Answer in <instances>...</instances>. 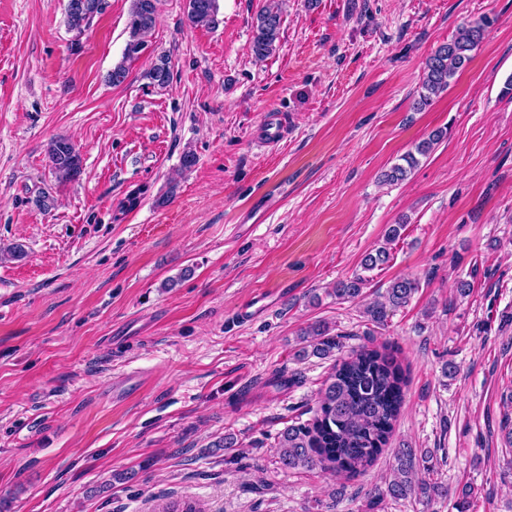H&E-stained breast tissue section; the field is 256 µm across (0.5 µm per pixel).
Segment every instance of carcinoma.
Listing matches in <instances>:
<instances>
[{
  "instance_id": "obj_1",
  "label": "carcinoma",
  "mask_w": 512,
  "mask_h": 512,
  "mask_svg": "<svg viewBox=\"0 0 512 512\" xmlns=\"http://www.w3.org/2000/svg\"><path fill=\"white\" fill-rule=\"evenodd\" d=\"M160 0H132L128 29L145 37L156 25ZM102 10V0H85L82 9H66L68 27L82 32L89 27ZM219 0H187V18L196 26H210L217 22ZM282 11L277 6H266L254 23L252 52L262 60L277 47L282 26ZM483 36V25L462 26L457 35L434 51L426 62L418 105L428 104L431 97L448 88L450 80L471 59V52ZM147 77L157 86H166L171 79L168 59L162 57L148 71ZM443 138L436 130L420 141L416 153L402 157L406 165L395 164L384 173L390 183L407 179L411 169L418 165L417 156L426 157ZM48 159L52 171L62 182L77 179L82 170V158L76 146L67 138H56L49 144ZM404 228L390 225L385 233V245L365 255L362 267L373 270L390 260L388 245L395 242ZM367 279L356 275L341 281L334 288L339 299H355L362 294ZM417 280L403 277L390 283L383 299L375 300L364 314L372 323L382 326L391 312L407 306L417 292ZM302 347L297 352L301 360L312 353L334 358L332 372L318 392V406L314 417L306 422L286 426L277 437L278 460L286 469H313L319 467L348 479L363 474L372 466L388 445L404 401L407 384L405 370L398 357L389 349L361 347L343 353V335L333 334L325 324L310 325L301 330ZM427 454L415 448H398L394 452L389 477L384 487L374 491L369 501L373 508L385 499L400 503L411 498L429 503L437 498L452 502L455 512H473L476 493L464 485L450 490L440 482L415 479Z\"/></svg>"
}]
</instances>
